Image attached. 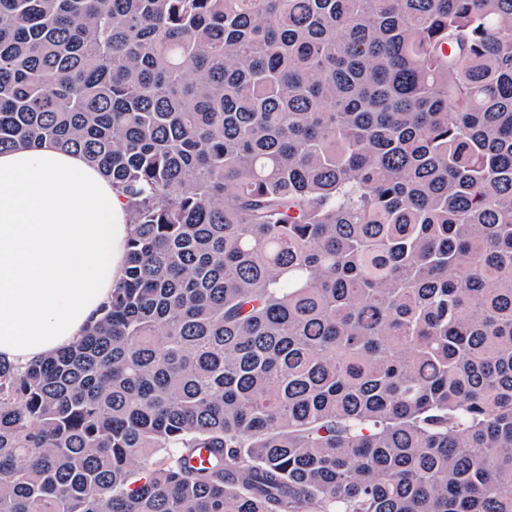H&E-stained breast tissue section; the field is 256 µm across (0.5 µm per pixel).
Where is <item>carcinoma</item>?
Here are the masks:
<instances>
[{"instance_id":"cac0c4a2","label":"carcinoma","mask_w":512,"mask_h":512,"mask_svg":"<svg viewBox=\"0 0 512 512\" xmlns=\"http://www.w3.org/2000/svg\"><path fill=\"white\" fill-rule=\"evenodd\" d=\"M43 140L134 231L0 512H512V0H0Z\"/></svg>"}]
</instances>
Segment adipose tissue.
Masks as SVG:
<instances>
[{
  "instance_id": "adipose-tissue-1",
  "label": "adipose tissue",
  "mask_w": 512,
  "mask_h": 512,
  "mask_svg": "<svg viewBox=\"0 0 512 512\" xmlns=\"http://www.w3.org/2000/svg\"><path fill=\"white\" fill-rule=\"evenodd\" d=\"M128 202L53 142L0 153V359L76 344L122 278Z\"/></svg>"
}]
</instances>
